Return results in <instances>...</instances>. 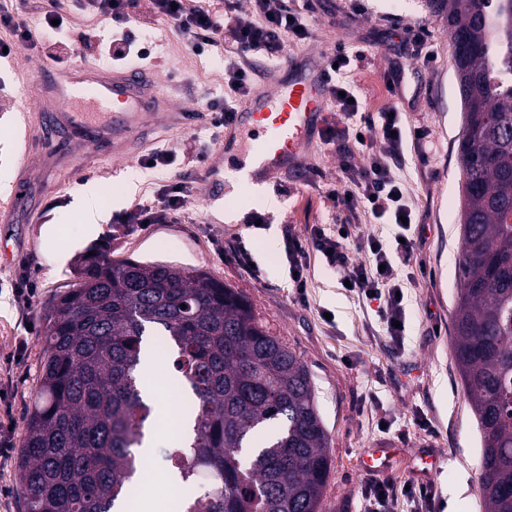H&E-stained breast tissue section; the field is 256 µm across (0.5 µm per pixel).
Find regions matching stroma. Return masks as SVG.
Instances as JSON below:
<instances>
[{
  "instance_id": "obj_1",
  "label": "stroma",
  "mask_w": 512,
  "mask_h": 512,
  "mask_svg": "<svg viewBox=\"0 0 512 512\" xmlns=\"http://www.w3.org/2000/svg\"><path fill=\"white\" fill-rule=\"evenodd\" d=\"M310 20V35L286 42L281 55L318 58L321 47L341 46L351 57L343 80L355 89L363 110L398 107L409 126L427 136L404 146L399 175L419 220L425 226L414 254L422 274L404 290L405 336L395 342L386 333L375 306L358 303L339 284L337 272L311 258L307 298L299 300L285 256L288 236L304 235L314 224H355L366 234L390 237L392 225L374 223L364 211L350 212L328 194L341 176L335 145L316 136L300 174L282 172L265 193L241 187L231 197L205 199L207 168L219 153L209 112L235 94L224 84V55L235 48L231 28L219 33L220 48L193 53L187 37L154 16L149 0L135 10L136 44L150 56L130 53L129 66L155 67L164 92L179 104L203 110L185 128L160 126L154 150L171 149L172 165L148 168L143 155L113 162L103 155L90 182L100 187L87 205L103 216L98 227L85 223L72 208L85 184L72 182L64 170L31 175L32 220L11 213L0 223V430L12 445L0 457V512H22L18 453L28 408L36 397L45 335L44 314L54 295L76 278L74 258L100 244H110L113 259L170 262L209 271L245 294L270 332L307 365L317 404L329 434L331 471L321 512H359L365 474L361 460L370 449H390L392 460L380 480L395 487L409 480L432 482L436 512H484L478 479L482 435L468 404L453 351L452 321L458 288L461 171L455 141L462 115L453 75L452 44L441 17L426 0H288ZM425 27L422 64L406 32ZM90 35L92 47L77 53L71 65L108 63L106 48L115 26L72 0L54 39L68 42ZM0 56V207L13 198L16 163L26 145L30 113L7 108V98H21L36 74L33 49L11 40ZM195 188L178 217L163 216L145 227L113 223L112 217L152 201L163 185L178 179ZM265 213L264 228L246 223L249 213ZM245 242L261 278L243 268L237 244ZM36 291L30 304L15 296L20 274Z\"/></svg>"
}]
</instances>
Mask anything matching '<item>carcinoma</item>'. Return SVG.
Instances as JSON below:
<instances>
[{"instance_id": "carcinoma-1", "label": "carcinoma", "mask_w": 512, "mask_h": 512, "mask_svg": "<svg viewBox=\"0 0 512 512\" xmlns=\"http://www.w3.org/2000/svg\"><path fill=\"white\" fill-rule=\"evenodd\" d=\"M445 16L462 112L454 354L482 433L486 512H512V0H427ZM46 314L39 392L19 459L24 512H113L143 468L153 329L185 383L194 436L173 474L208 482L187 512H319L329 436L310 372L249 301L200 268L76 259Z\"/></svg>"}]
</instances>
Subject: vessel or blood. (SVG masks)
Listing matches in <instances>:
<instances>
[{"instance_id":"b4317fda","label":"vessel or blood","mask_w":512,"mask_h":512,"mask_svg":"<svg viewBox=\"0 0 512 512\" xmlns=\"http://www.w3.org/2000/svg\"><path fill=\"white\" fill-rule=\"evenodd\" d=\"M285 66L287 78L275 76L256 87L224 127L221 157H233L238 136H246L241 169L253 184L270 183L286 169L301 170L308 145L328 119L324 65L296 57ZM37 71L39 78L27 93L43 114L30 128L29 139L60 155L104 152L116 159L129 157L144 146L147 130L166 112L178 121L199 114L193 106L174 109L157 71L150 68L87 64L60 70L44 59ZM33 163L28 153L19 162L14 203L20 208L31 205Z\"/></svg>"}]
</instances>
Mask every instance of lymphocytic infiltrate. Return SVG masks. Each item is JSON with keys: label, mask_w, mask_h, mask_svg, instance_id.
<instances>
[{"label": "lymphocytic infiltrate", "mask_w": 512, "mask_h": 512, "mask_svg": "<svg viewBox=\"0 0 512 512\" xmlns=\"http://www.w3.org/2000/svg\"><path fill=\"white\" fill-rule=\"evenodd\" d=\"M151 3L154 15L167 19L186 34L192 48L205 44L217 46L216 36L223 21L208 7L197 0H151ZM251 3L254 16L250 19L236 16V0H226L224 7L225 12L235 17L234 37L239 55L238 60L225 64V81L231 91L244 97L249 95L251 87L248 73L239 63L240 57L251 52L272 57L283 49L287 39L301 41L309 35L302 13L291 9L286 0H251ZM333 59L335 65L328 68L327 76L332 80L330 92L336 97L341 117L336 125L324 129L323 138L341 151L343 176L331 195L347 210L361 209L382 223L399 225V239L387 245L377 237L357 233L352 224H315L305 238L292 236L286 242L289 270L297 293H304L307 260L309 256H318L350 282V292L358 301L377 303L388 334L398 339L402 331L397 324L404 321L405 310L399 296L402 285L394 280L391 263L397 258L407 265L413 259L416 242L408 230L416 218L396 168L406 139L416 137L417 132L406 129L397 108L371 114L363 111L360 103L347 102L342 95L344 86L336 75L338 68L348 66L349 57L340 47ZM378 140L386 144V152H374L373 145ZM190 195L191 187L184 181L162 186L156 194L155 206L136 205L119 215L117 221L128 225L155 223L158 212L182 213ZM355 252L360 253V260H352ZM399 496L412 504L415 512H433L435 508L433 485L414 484ZM399 496L389 483L366 480L362 490L363 512H384Z\"/></svg>", "instance_id": "1"}]
</instances>
